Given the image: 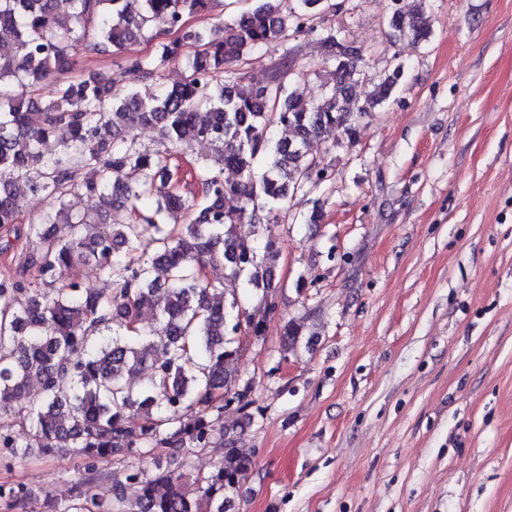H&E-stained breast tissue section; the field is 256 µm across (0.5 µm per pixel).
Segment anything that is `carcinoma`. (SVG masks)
<instances>
[{
  "instance_id": "carcinoma-1",
  "label": "carcinoma",
  "mask_w": 512,
  "mask_h": 512,
  "mask_svg": "<svg viewBox=\"0 0 512 512\" xmlns=\"http://www.w3.org/2000/svg\"><path fill=\"white\" fill-rule=\"evenodd\" d=\"M55 2L0 0V42L11 46L0 55V228L20 223L31 196L56 202L26 226L35 280L0 274V449L25 454L27 445L12 431L20 423L45 456L77 448L95 462L158 440L176 453L224 435V404H252L251 385L240 384L234 336L243 326L265 335L277 312L270 225L289 194L328 178L309 156L311 139L339 128L354 136L357 117L390 99L404 65L367 79L358 49L331 30L322 43L335 83L310 103L287 89L291 50L260 85L246 81L242 66L259 48L313 31L316 16L336 8L327 0H252L232 23L220 19L209 28H192L187 19L210 12L214 0H70L67 12ZM390 28L395 41L420 44L431 36L420 6L395 10ZM171 33L176 37L152 59L126 53ZM83 43L98 55L119 56L133 83L176 62L188 75L158 93L142 96L131 86L119 98L90 75L60 82L55 99L42 102L39 84L70 73ZM363 82L371 90L362 100L353 89ZM141 127L157 131L152 145L139 142ZM277 127L289 136L275 137ZM61 128L68 138L45 152ZM203 142L211 154L195 161L199 192L189 200L171 160ZM85 168L97 180L80 181ZM226 170L237 178L224 177ZM130 171L138 175L134 182ZM82 190L101 199L102 213L123 212L126 222L101 235V213L68 204ZM228 197L240 206L226 209ZM239 224L252 225L253 234L240 235ZM217 267L260 294L262 314H246L238 296L211 284L207 269ZM85 268L101 271L109 291L83 288ZM148 296L150 322L143 312ZM283 342L296 353L301 325L286 323ZM144 369L151 383L136 390L130 379ZM34 379L40 397L25 405ZM253 465L244 449H224V461L192 496L184 474L158 463L149 474L115 481L110 501L86 495L62 511L48 496L44 512H114L116 504L125 512H230ZM128 482L140 484L133 502Z\"/></svg>"
}]
</instances>
